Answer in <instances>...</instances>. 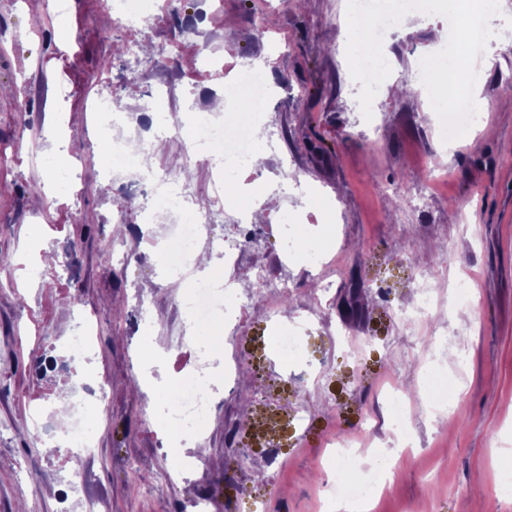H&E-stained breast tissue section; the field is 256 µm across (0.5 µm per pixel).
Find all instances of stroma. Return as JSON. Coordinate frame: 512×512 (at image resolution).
Returning a JSON list of instances; mask_svg holds the SVG:
<instances>
[{
  "label": "stroma",
  "instance_id": "stroma-1",
  "mask_svg": "<svg viewBox=\"0 0 512 512\" xmlns=\"http://www.w3.org/2000/svg\"><path fill=\"white\" fill-rule=\"evenodd\" d=\"M56 2L0 0V512H193L199 496L208 512H327L341 478L330 452L343 437L357 438L365 465L393 456L395 474L369 512H512V490L501 485L512 475V112L496 107L512 85V46L491 38L479 83L485 121L451 146L407 80L439 45L440 16L411 17L387 41L391 72L367 120L352 105L344 0H224L212 18L205 0H171L165 21L144 25L113 24L102 0H67L62 14ZM47 20L49 36L34 35ZM132 36L157 57L155 73L125 68ZM171 43L179 53L164 55ZM215 49L227 74L258 65L274 84L265 120L279 139L260 142L264 168L244 173L273 185V204L238 268L261 265L269 282L287 281L281 314L305 325L293 361L277 351L261 300L224 328L200 455L175 445L146 404L169 392L150 391L145 349L165 353L176 383L194 364L173 306L185 284L162 273L139 232L142 198L122 189L136 169L109 179L98 168L83 103L110 60L128 141L148 144L152 169L185 180L191 209L206 211L212 170L189 157L184 140L155 137L144 105L162 78L172 85V119L215 111L216 81L193 78L199 56ZM25 93L21 113L14 102ZM51 112L66 113L69 152L83 159L76 188L54 194L44 177ZM298 219L305 234L290 259L281 229ZM29 224L41 225L42 247L57 253L35 275ZM79 237L77 259L62 254ZM420 274L440 302L423 323L398 326ZM462 277L474 289L467 308L454 295ZM82 314L96 321L97 355L92 366L76 360L60 371L51 365L59 340ZM429 353L448 375L446 424L430 410ZM226 362L237 367L229 382L219 370ZM87 370L108 394L88 424L95 457L75 465L64 447L43 446L59 426L62 381ZM394 387L413 404L405 450L385 429L357 437L385 420Z\"/></svg>",
  "mask_w": 512,
  "mask_h": 512
}]
</instances>
